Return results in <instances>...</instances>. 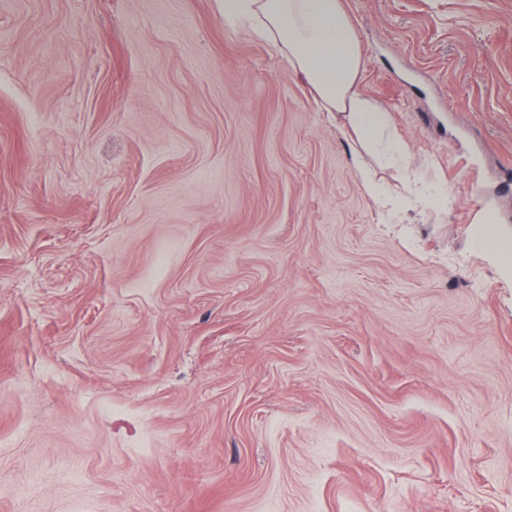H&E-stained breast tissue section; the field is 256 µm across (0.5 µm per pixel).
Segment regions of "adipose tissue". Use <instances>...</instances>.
<instances>
[{
	"instance_id": "obj_1",
	"label": "adipose tissue",
	"mask_w": 512,
	"mask_h": 512,
	"mask_svg": "<svg viewBox=\"0 0 512 512\" xmlns=\"http://www.w3.org/2000/svg\"><path fill=\"white\" fill-rule=\"evenodd\" d=\"M225 24L250 28L284 54L323 111L354 145L352 163L363 192L399 219L402 203L386 194L368 164L404 165L388 112L361 89L363 55L344 0H223Z\"/></svg>"
}]
</instances>
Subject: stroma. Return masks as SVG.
<instances>
[{
    "mask_svg": "<svg viewBox=\"0 0 512 512\" xmlns=\"http://www.w3.org/2000/svg\"><path fill=\"white\" fill-rule=\"evenodd\" d=\"M345 3L400 224L220 0H0V512H512V0Z\"/></svg>",
    "mask_w": 512,
    "mask_h": 512,
    "instance_id": "35a3bbf8",
    "label": "stroma"
}]
</instances>
